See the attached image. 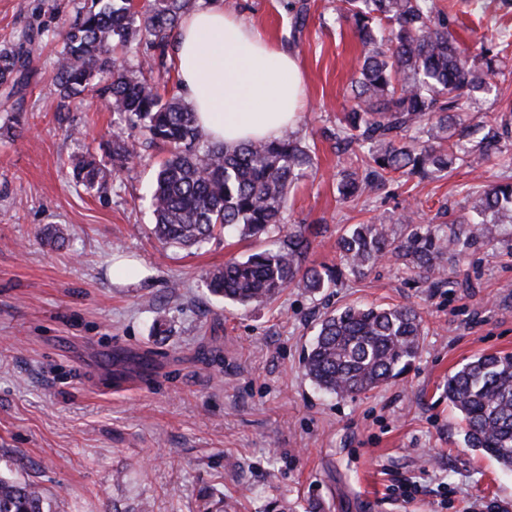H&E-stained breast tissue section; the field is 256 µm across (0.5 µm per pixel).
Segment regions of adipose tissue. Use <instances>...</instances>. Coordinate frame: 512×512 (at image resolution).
Wrapping results in <instances>:
<instances>
[{
    "label": "adipose tissue",
    "mask_w": 512,
    "mask_h": 512,
    "mask_svg": "<svg viewBox=\"0 0 512 512\" xmlns=\"http://www.w3.org/2000/svg\"><path fill=\"white\" fill-rule=\"evenodd\" d=\"M172 58L204 138L233 148L295 129L304 102L296 57L226 12L222 0H200L185 16Z\"/></svg>",
    "instance_id": "1"
}]
</instances>
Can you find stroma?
Here are the masks:
<instances>
[{
  "label": "stroma",
  "mask_w": 512,
  "mask_h": 512,
  "mask_svg": "<svg viewBox=\"0 0 512 512\" xmlns=\"http://www.w3.org/2000/svg\"><path fill=\"white\" fill-rule=\"evenodd\" d=\"M310 6L300 33L293 9ZM225 10L296 55L306 105L293 131L314 166L288 220L315 226L312 263L340 262L345 228L402 214L464 212L471 191L507 177L396 176L354 202L338 193L346 163L329 131L350 106L360 44L336 0H223ZM478 54L491 31L512 36L502 0H439ZM78 0H0V44L57 29ZM56 51L34 44L23 111L0 109V474L39 487L49 512H512V471L467 447L448 403L449 375L474 356L512 352V258L480 247L445 260L449 287L391 261L317 294L291 288L240 308L202 276L229 257L271 247L216 236L198 248L160 243L147 205L156 147L129 159L106 193L86 191L69 156L102 155L125 122L97 99L60 112ZM66 229L64 244L46 232ZM348 304L416 308L426 334L395 382L336 398L304 375L315 326ZM414 497L404 500L405 488Z\"/></svg>",
  "instance_id": "1"
}]
</instances>
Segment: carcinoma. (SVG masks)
<instances>
[{"label": "carcinoma", "instance_id": "cac0c4a2", "mask_svg": "<svg viewBox=\"0 0 512 512\" xmlns=\"http://www.w3.org/2000/svg\"><path fill=\"white\" fill-rule=\"evenodd\" d=\"M196 0H85L61 22V49L54 73L59 110L81 107L94 93L122 116L133 134L112 138L107 160L91 155L69 159L89 190L103 191L112 171L146 147L173 151L156 174L150 207L154 234L185 247L205 243L217 232L259 240L280 232L277 245L230 258L205 275L208 291L242 307L275 300L294 287L318 293L342 278L362 276L384 260L435 278L444 255L462 256L477 246H497L500 225L512 223V181L477 192L467 213L449 220L438 235L411 213L406 237L392 236L371 218L338 239L345 270L307 265V229L286 227L291 191L313 167L310 150L285 136L227 149L203 141L193 107L174 93L159 92L169 48ZM338 18L353 21L362 50L351 79L354 104L336 126V148L346 155L339 185L344 200L383 189L396 173L424 178L465 166L476 171L495 160L512 165V115L475 120L463 101L492 90L491 75L512 42L498 31L483 35L472 56L456 37L454 15L435 0H340ZM29 35L0 47V88L11 110L23 111L29 84ZM140 47L137 70L116 49ZM431 140L410 133L423 128ZM425 330L408 306L347 305L324 315L302 359L305 375L336 396L367 393L401 376L418 356ZM448 402L465 425V442L512 470V353H488L448 376ZM0 512H47L41 490L0 476Z\"/></svg>", "mask_w": 512, "mask_h": 512}]
</instances>
